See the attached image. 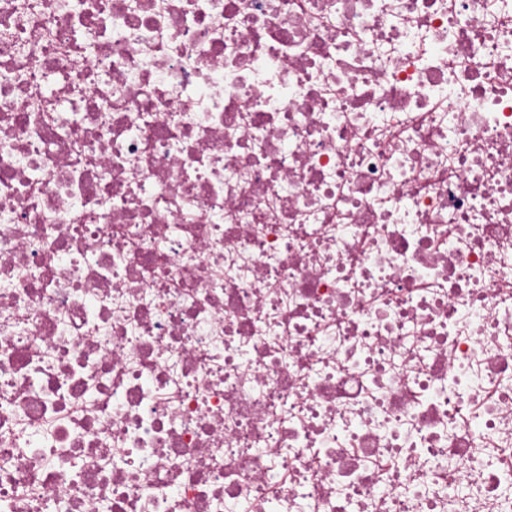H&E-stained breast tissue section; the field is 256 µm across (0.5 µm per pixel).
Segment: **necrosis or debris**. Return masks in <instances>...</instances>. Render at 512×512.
Listing matches in <instances>:
<instances>
[{"label":"necrosis or debris","mask_w":512,"mask_h":512,"mask_svg":"<svg viewBox=\"0 0 512 512\" xmlns=\"http://www.w3.org/2000/svg\"><path fill=\"white\" fill-rule=\"evenodd\" d=\"M512 512V0H0V512Z\"/></svg>","instance_id":"1"}]
</instances>
